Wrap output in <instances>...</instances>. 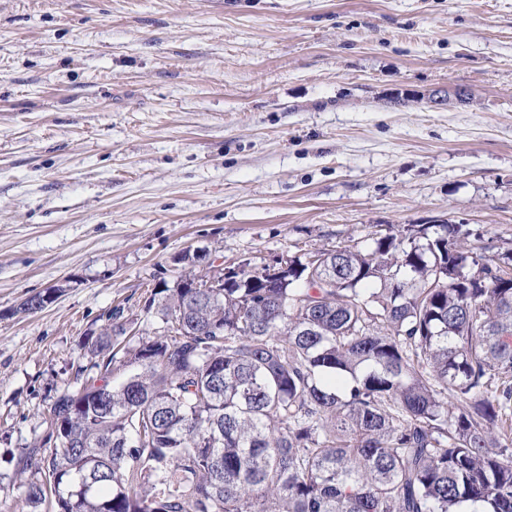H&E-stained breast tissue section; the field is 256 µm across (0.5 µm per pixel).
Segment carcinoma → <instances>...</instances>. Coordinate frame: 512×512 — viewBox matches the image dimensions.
<instances>
[{"label":"carcinoma","mask_w":512,"mask_h":512,"mask_svg":"<svg viewBox=\"0 0 512 512\" xmlns=\"http://www.w3.org/2000/svg\"><path fill=\"white\" fill-rule=\"evenodd\" d=\"M461 224L226 266L88 338L28 512H512V248ZM134 368L119 386L112 374ZM50 452H45L46 446Z\"/></svg>","instance_id":"1"}]
</instances>
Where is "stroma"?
Returning a JSON list of instances; mask_svg holds the SVG:
<instances>
[{"instance_id": "1", "label": "stroma", "mask_w": 512, "mask_h": 512, "mask_svg": "<svg viewBox=\"0 0 512 512\" xmlns=\"http://www.w3.org/2000/svg\"><path fill=\"white\" fill-rule=\"evenodd\" d=\"M445 222L512 248V0H0V512L87 337L156 331L181 255Z\"/></svg>"}]
</instances>
